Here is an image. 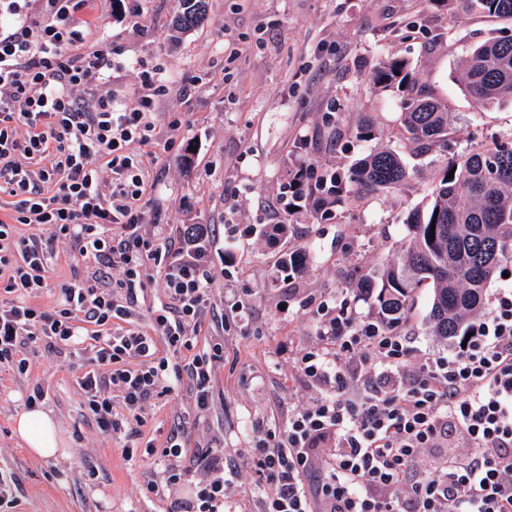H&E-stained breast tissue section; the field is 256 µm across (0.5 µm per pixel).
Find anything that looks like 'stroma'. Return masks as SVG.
Instances as JSON below:
<instances>
[{"mask_svg":"<svg viewBox=\"0 0 512 512\" xmlns=\"http://www.w3.org/2000/svg\"><path fill=\"white\" fill-rule=\"evenodd\" d=\"M117 3L88 0L73 23L85 46L116 48L108 86L124 103L136 102L143 70L161 77L153 116L159 145L145 160L146 200L161 223L211 225L214 283L198 339H224L212 412L188 422L184 440L202 448L223 439L236 464L225 475V507L248 512L256 477L241 460L255 423H285L289 410L317 395L299 360L319 345L326 316L318 302L345 300L357 322L376 320L352 283L379 275L408 240V215L426 208L439 168L420 165L405 188L361 192L328 218L307 204L289 210L283 186L299 166L314 165L316 178L325 179L346 173L375 144L400 145V97L371 79L375 65L391 58L408 60L447 103L449 154L512 134V101L478 102L456 81L460 59L489 38L512 34V20L465 15L459 0H210L205 25L176 38L172 22L184 0H141L136 16ZM367 112L379 132L373 142L353 133ZM337 127L342 136L328 142ZM283 222L291 226L287 238L264 236L266 226ZM297 249L307 265L290 277L278 259ZM54 252L50 286L33 299L46 311L63 284L92 266L68 241ZM432 300V284L416 288L400 327L414 348V368L459 349L457 340L430 333ZM25 356L27 375L0 365V472L15 479L12 512H172L184 484H163L153 455L126 460L120 441L99 431L77 384L80 360L51 353L41 341ZM36 383L49 391L43 408L65 448L48 460L31 455L16 432L25 393ZM189 410L182 386L153 400L146 436L162 445ZM152 481L159 491L148 490Z\"/></svg>","mask_w":512,"mask_h":512,"instance_id":"obj_1","label":"stroma"}]
</instances>
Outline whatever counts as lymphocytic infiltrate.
I'll return each mask as SVG.
<instances>
[{"instance_id": "f902f5d3", "label": "lymphocytic infiltrate", "mask_w": 512, "mask_h": 512, "mask_svg": "<svg viewBox=\"0 0 512 512\" xmlns=\"http://www.w3.org/2000/svg\"><path fill=\"white\" fill-rule=\"evenodd\" d=\"M86 0H0V364L27 373L25 347L84 358L77 379L103 434L123 438L126 459L143 441V414L169 385L187 383L196 419L213 406L224 341L196 348L189 332L212 283L206 224H158L144 236L143 148L152 146L153 72L136 106L105 85L114 48L83 49L71 23ZM30 226L28 235L18 225ZM65 238L95 271L60 288L55 310L30 299L48 286L53 241ZM163 268L164 299L151 326L133 317L149 264ZM327 348L299 367L319 391L285 427L256 424L243 462L256 475L259 512H512V289L494 294L465 347L429 357L412 374L407 337L356 323L329 306ZM463 452L448 450L449 436ZM440 449L430 475L420 451ZM157 461L167 483L190 481L174 512H224V449H190L173 427Z\"/></svg>"}]
</instances>
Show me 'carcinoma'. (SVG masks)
I'll list each match as a JSON object with an SVG mask.
<instances>
[{
    "mask_svg": "<svg viewBox=\"0 0 512 512\" xmlns=\"http://www.w3.org/2000/svg\"><path fill=\"white\" fill-rule=\"evenodd\" d=\"M466 11L512 19V0H464ZM186 9L173 25L184 33L207 18L209 0H185ZM374 84L401 95V121L406 148L416 158L442 165V176L429 187L427 209L413 210L407 219L408 244L386 264L381 282L361 276L355 288L373 300L379 320L396 329L409 311L415 288L433 284L429 330L453 339L465 336L470 321L485 305V288L506 258H512V136L490 147L448 156L453 134L447 104L421 80L404 59L382 61L374 69ZM458 82L477 101L492 104L512 100V35L486 40L461 59ZM454 176H449V173ZM411 171L402 153L385 144L357 160L345 176L325 187L310 184L300 198L317 212L356 197L359 189L399 190ZM305 254L292 251L281 268L293 275L305 268Z\"/></svg>",
    "mask_w": 512,
    "mask_h": 512,
    "instance_id": "cac0c4a2",
    "label": "carcinoma"
}]
</instances>
